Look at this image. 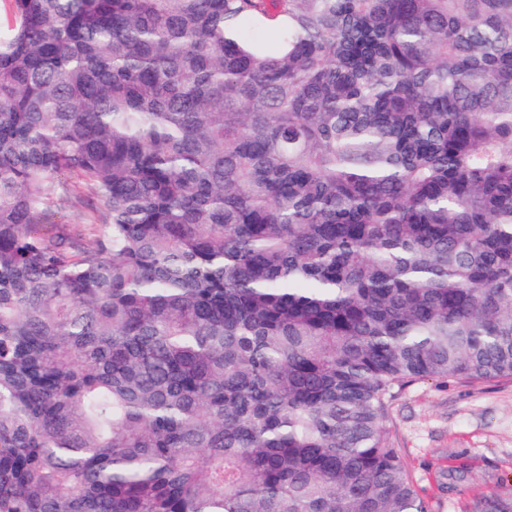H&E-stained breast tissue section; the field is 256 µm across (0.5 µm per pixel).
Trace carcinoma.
Wrapping results in <instances>:
<instances>
[{
    "mask_svg": "<svg viewBox=\"0 0 512 512\" xmlns=\"http://www.w3.org/2000/svg\"><path fill=\"white\" fill-rule=\"evenodd\" d=\"M10 2L0 512H430L383 423L512 378V0ZM78 182L75 178L62 175L59 176L54 184L55 207L53 209L52 223L44 224L42 231L51 233L57 224H72L82 220L83 214L88 212L87 208L81 207L75 202V196L78 192L87 199L88 192L77 187Z\"/></svg>",
    "mask_w": 512,
    "mask_h": 512,
    "instance_id": "cac0c4a2",
    "label": "carcinoma"
}]
</instances>
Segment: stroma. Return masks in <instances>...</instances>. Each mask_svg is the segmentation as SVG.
I'll use <instances>...</instances> for the list:
<instances>
[{
  "label": "stroma",
  "mask_w": 512,
  "mask_h": 512,
  "mask_svg": "<svg viewBox=\"0 0 512 512\" xmlns=\"http://www.w3.org/2000/svg\"><path fill=\"white\" fill-rule=\"evenodd\" d=\"M53 190L46 233L85 212L75 178L59 176ZM384 427L431 512H476L489 495L512 496V379L410 382L392 399Z\"/></svg>",
  "instance_id": "obj_1"
}]
</instances>
